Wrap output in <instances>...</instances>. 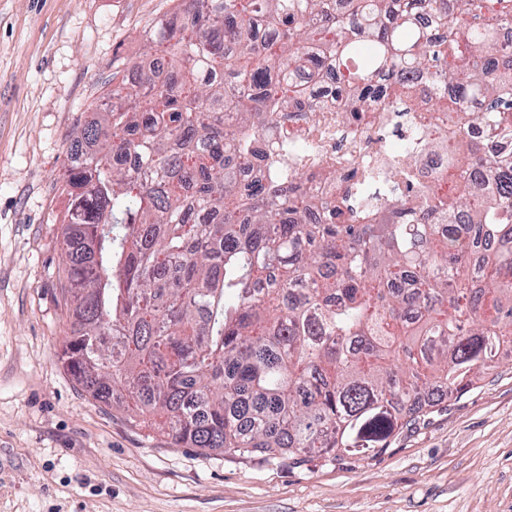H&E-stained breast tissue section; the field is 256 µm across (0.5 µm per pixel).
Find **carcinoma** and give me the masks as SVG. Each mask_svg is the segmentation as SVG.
I'll return each mask as SVG.
<instances>
[{"label":"carcinoma","instance_id":"carcinoma-1","mask_svg":"<svg viewBox=\"0 0 512 512\" xmlns=\"http://www.w3.org/2000/svg\"><path fill=\"white\" fill-rule=\"evenodd\" d=\"M176 2L146 36L166 83L112 73L75 132L94 150L61 186L64 365L177 447L373 458L512 346V0ZM323 72L364 103L393 90L392 112L411 77L480 105L448 168L484 162L498 195L463 177L421 204L375 183L317 201L275 166L242 188Z\"/></svg>","mask_w":512,"mask_h":512}]
</instances>
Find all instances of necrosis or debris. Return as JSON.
I'll list each match as a JSON object with an SVG mask.
<instances>
[{
    "mask_svg": "<svg viewBox=\"0 0 512 512\" xmlns=\"http://www.w3.org/2000/svg\"><path fill=\"white\" fill-rule=\"evenodd\" d=\"M429 94V87L415 81L407 117L374 104L348 125L341 115L350 107V99L328 97L322 99L318 112L283 113L263 133L262 141L287 144L284 174L306 176L309 194L319 201L330 200L352 189L362 175H393L402 148L412 140L424 144L453 131L447 113L428 104Z\"/></svg>",
    "mask_w": 512,
    "mask_h": 512,
    "instance_id": "4bbe7bcc",
    "label": "necrosis or debris"
}]
</instances>
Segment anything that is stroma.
Instances as JSON below:
<instances>
[{
  "label": "stroma",
  "instance_id": "stroma-1",
  "mask_svg": "<svg viewBox=\"0 0 512 512\" xmlns=\"http://www.w3.org/2000/svg\"><path fill=\"white\" fill-rule=\"evenodd\" d=\"M173 0H0V512H512V348L362 460L178 448L87 394L61 357L73 325L60 187L76 125L114 69L148 64Z\"/></svg>",
  "mask_w": 512,
  "mask_h": 512
}]
</instances>
